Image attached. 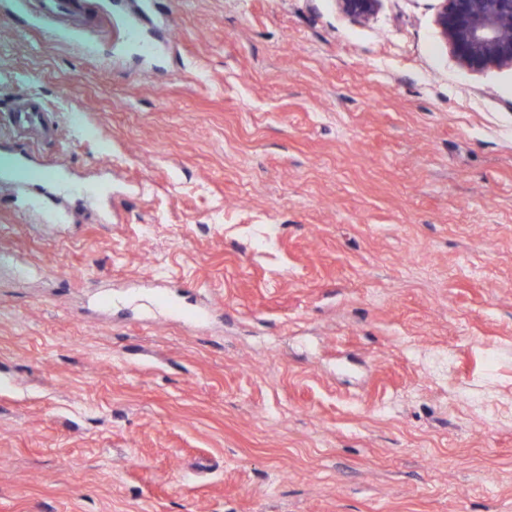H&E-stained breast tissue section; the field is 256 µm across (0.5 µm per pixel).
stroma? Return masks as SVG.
I'll list each match as a JSON object with an SVG mask.
<instances>
[{
    "label": "stroma",
    "instance_id": "35a3bbf8",
    "mask_svg": "<svg viewBox=\"0 0 512 512\" xmlns=\"http://www.w3.org/2000/svg\"><path fill=\"white\" fill-rule=\"evenodd\" d=\"M133 2L0 0V149L112 184L0 193V512H512V68L438 0ZM339 10L347 17L368 21L376 13L379 0H336ZM15 155L19 160L24 162L22 167L27 171V174L18 180H4L0 182L2 192H8L12 189L18 191L23 189L27 195L29 206L38 208L42 211L46 222L54 224L66 223V217L57 208V202L61 195L66 193H81L87 197L95 198L97 194H111V191L104 190L92 186H69L64 183H53L47 181L42 177L37 160L34 155L25 150H14Z\"/></svg>",
    "mask_w": 512,
    "mask_h": 512
}]
</instances>
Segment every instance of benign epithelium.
Instances as JSON below:
<instances>
[{"label": "benign epithelium", "instance_id": "7a95c632", "mask_svg": "<svg viewBox=\"0 0 512 512\" xmlns=\"http://www.w3.org/2000/svg\"><path fill=\"white\" fill-rule=\"evenodd\" d=\"M347 17L368 21L379 0H336ZM437 26L467 71L512 68V0H440Z\"/></svg>", "mask_w": 512, "mask_h": 512}]
</instances>
